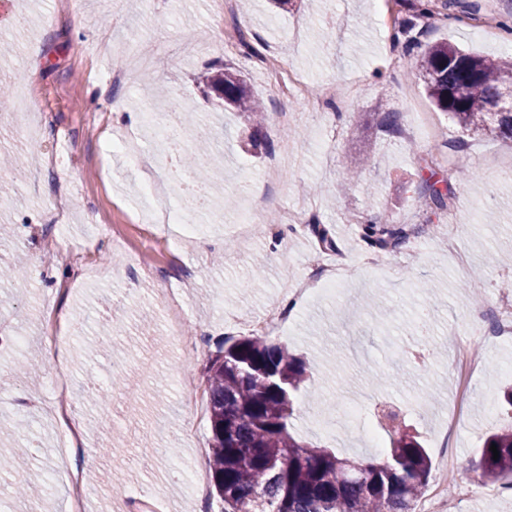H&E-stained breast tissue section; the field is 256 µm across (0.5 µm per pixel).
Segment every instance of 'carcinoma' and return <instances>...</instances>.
<instances>
[{"label":"carcinoma","mask_w":512,"mask_h":512,"mask_svg":"<svg viewBox=\"0 0 512 512\" xmlns=\"http://www.w3.org/2000/svg\"><path fill=\"white\" fill-rule=\"evenodd\" d=\"M427 96L461 132L512 139V112H494L512 99V63L505 64L439 42L412 62ZM204 96L255 129L262 127L260 101L245 80L228 68L200 77ZM210 142L197 140L183 157H211L190 167L206 187L224 179V160L211 156ZM427 208L443 211L448 193L425 181ZM367 245L394 250L409 238V226L379 218L361 225ZM308 365L267 336L226 338L206 368L213 486L221 512H412L428 484L431 460L417 436L396 424L391 448L380 461L342 457L296 438L289 430L299 395L307 389ZM499 458L493 459L491 445ZM483 482L512 486V421L488 433L476 464Z\"/></svg>","instance_id":"carcinoma-1"}]
</instances>
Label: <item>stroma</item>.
<instances>
[{
	"label": "stroma",
	"mask_w": 512,
	"mask_h": 512,
	"mask_svg": "<svg viewBox=\"0 0 512 512\" xmlns=\"http://www.w3.org/2000/svg\"><path fill=\"white\" fill-rule=\"evenodd\" d=\"M219 2L156 0L149 15L142 0H8L0 7V82L15 90L13 106L0 114V154L31 158L25 182L0 169V184L13 194L0 207V224L11 227L0 238V264L27 271L26 280L0 282V414L8 417L5 429L39 447L0 472V512H28L14 492L21 481L41 484L44 512H68L54 474L70 430L51 414L71 399L84 428L75 459L86 477L87 512H143L129 496L136 486L162 498L166 512L199 503L185 473L210 469L202 387L215 344L248 335L246 320L280 305L286 284L300 280L315 257L328 267L347 262L350 273L339 293L297 304L277 329L276 341L307 358L317 393L300 398L295 436L341 456L384 458L388 433L371 447L363 419L343 413L353 392L366 391L421 435L436 466L440 410L451 405L449 448L462 477L476 483L482 435L508 420L500 396L512 385V342L474 341L481 365L463 403L446 350L450 329L490 330L494 312L512 308V290L501 287L512 280V261L501 258L512 252V179L498 176L512 167V140L462 137L408 72L405 43L394 35L414 0H389L381 18L370 0H297L278 14L269 0L229 12ZM489 16L512 26V0H458L413 34L512 60V43L475 31ZM244 40L271 49L247 56ZM126 43L149 59L148 77L116 85L110 74ZM35 60L40 69H31ZM226 64L269 113L257 146L249 144V127L196 87L199 72ZM291 72L303 77L304 90L278 84ZM148 86L165 90L174 113L188 107L207 119L224 150L210 221L199 237L179 243L173 226L151 222L152 203L139 193L147 176L167 177L142 164L155 156V140L141 141L131 155L108 148L118 134L115 113L145 112ZM324 87L332 91L324 109L309 111L306 96ZM92 97L91 122L77 104ZM282 110L294 115L286 128L274 119ZM385 112L398 114L397 129L380 127ZM57 150L65 159L56 165L50 155ZM452 169L475 179L447 210L426 216L417 201L423 179ZM60 190L72 217L62 226L55 221ZM305 202L303 223L283 230L266 220ZM245 206L261 208L265 220L243 236L235 219ZM381 217L418 226L417 238L395 256L367 246L360 226ZM450 220L472 276L453 268L442 230ZM311 221L329 229L337 251L322 250ZM156 268L173 278L185 312L182 339L167 329L171 309L157 295ZM423 281L434 291L420 289ZM58 312L69 338L53 359L40 338ZM416 350L424 364L415 363ZM31 393L40 411L20 412V398Z\"/></svg>",
	"instance_id": "obj_1"
}]
</instances>
